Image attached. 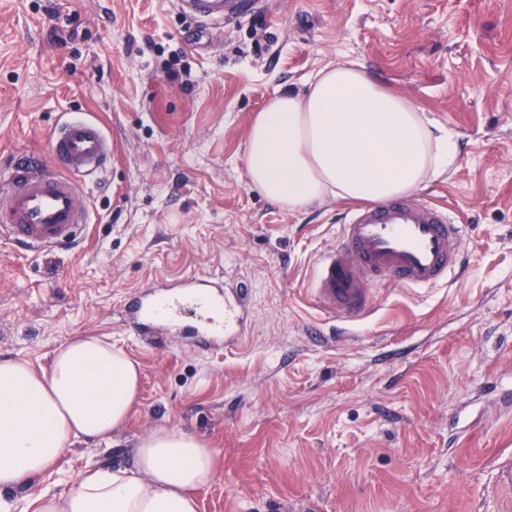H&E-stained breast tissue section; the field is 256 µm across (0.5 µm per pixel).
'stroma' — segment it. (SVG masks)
<instances>
[{
    "mask_svg": "<svg viewBox=\"0 0 512 512\" xmlns=\"http://www.w3.org/2000/svg\"><path fill=\"white\" fill-rule=\"evenodd\" d=\"M173 0H0V179L70 115L117 157L86 179L72 246L0 237V358L48 368L73 336L136 359L126 423L78 442L18 507L176 426L217 454L199 512H512V0H257L187 38ZM347 56L451 129L448 174L415 192L463 224L467 271L420 291L386 283L350 324L309 284L349 204L288 213L249 187V127L277 90ZM207 275L251 287L245 336L131 335L124 303Z\"/></svg>",
    "mask_w": 512,
    "mask_h": 512,
    "instance_id": "35a3bbf8",
    "label": "stroma"
}]
</instances>
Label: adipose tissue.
Returning <instances> with one entry per match:
<instances>
[{"instance_id":"1","label":"adipose tissue","mask_w":512,"mask_h":512,"mask_svg":"<svg viewBox=\"0 0 512 512\" xmlns=\"http://www.w3.org/2000/svg\"><path fill=\"white\" fill-rule=\"evenodd\" d=\"M458 146L411 98L369 78L358 62L326 64L301 89L278 91L249 128L248 183L296 212L333 199L385 202L449 171ZM141 369L123 349L74 336L49 371L0 358V512L75 441L111 436L138 396ZM216 452L177 427L139 441L130 468H100L35 500V512H198Z\"/></svg>"}]
</instances>
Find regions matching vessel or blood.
<instances>
[{"label": "vessel or blood", "instance_id": "b4317fda", "mask_svg": "<svg viewBox=\"0 0 512 512\" xmlns=\"http://www.w3.org/2000/svg\"><path fill=\"white\" fill-rule=\"evenodd\" d=\"M247 6V0H178L179 10L203 26L239 16ZM112 151L111 139L97 122L81 116L62 122L43 150L22 157L0 181V235L31 250L75 241L88 222L81 184L108 168ZM462 232L444 206L431 202L400 198L357 207L341 224L335 245L314 263L313 297L328 317L356 323L373 310L377 281L407 290L447 284L464 268ZM246 297V289L228 295L193 275L178 287L136 294L125 309L135 335L176 333L209 348L242 337ZM190 309L208 311L211 317L193 322L186 315Z\"/></svg>", "mask_w": 512, "mask_h": 512}]
</instances>
